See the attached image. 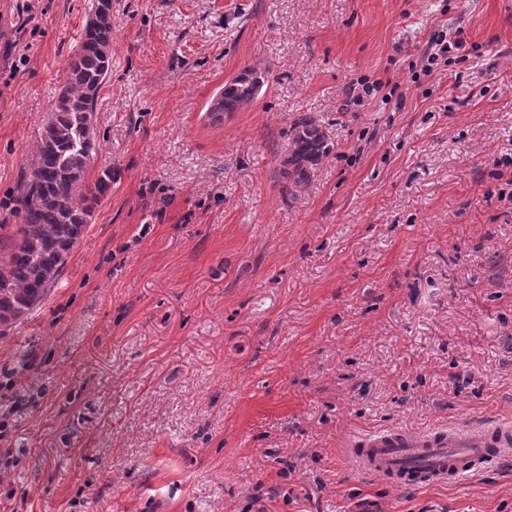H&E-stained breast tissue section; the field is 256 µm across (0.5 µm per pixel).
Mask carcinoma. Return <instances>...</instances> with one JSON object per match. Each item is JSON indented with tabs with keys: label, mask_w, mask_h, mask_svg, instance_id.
<instances>
[{
	"label": "carcinoma",
	"mask_w": 512,
	"mask_h": 512,
	"mask_svg": "<svg viewBox=\"0 0 512 512\" xmlns=\"http://www.w3.org/2000/svg\"><path fill=\"white\" fill-rule=\"evenodd\" d=\"M80 41L70 57L65 84L51 109L41 143L16 195L21 224L10 251L0 256V325L14 324L45 299L95 208L112 188V167L91 183L86 171L98 150L94 118L101 86L112 70V0H91ZM264 76L244 69L224 84L216 114L252 102ZM332 151L322 127L310 116L296 119L288 134L283 166L293 190L311 178Z\"/></svg>",
	"instance_id": "1"
}]
</instances>
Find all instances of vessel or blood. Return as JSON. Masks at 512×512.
I'll use <instances>...</instances> for the list:
<instances>
[{"label":"vessel or blood","instance_id":"vessel-or-blood-1","mask_svg":"<svg viewBox=\"0 0 512 512\" xmlns=\"http://www.w3.org/2000/svg\"><path fill=\"white\" fill-rule=\"evenodd\" d=\"M346 453L359 471L418 490L474 476L512 455V424L416 432L379 429L350 441Z\"/></svg>","mask_w":512,"mask_h":512}]
</instances>
